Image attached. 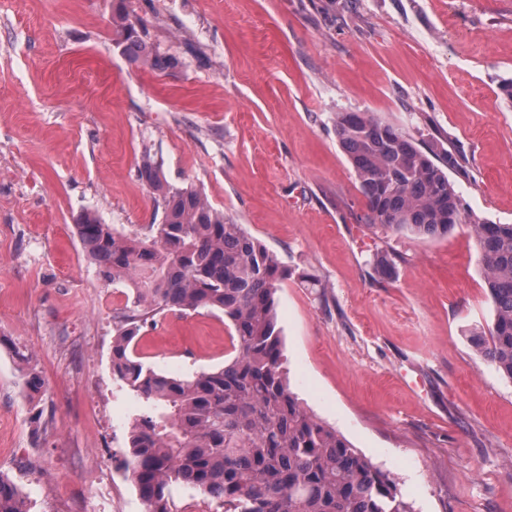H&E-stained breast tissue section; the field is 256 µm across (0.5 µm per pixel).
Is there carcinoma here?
Listing matches in <instances>:
<instances>
[{
	"label": "carcinoma",
	"mask_w": 512,
	"mask_h": 512,
	"mask_svg": "<svg viewBox=\"0 0 512 512\" xmlns=\"http://www.w3.org/2000/svg\"><path fill=\"white\" fill-rule=\"evenodd\" d=\"M112 26L131 61L162 72L179 66L119 5ZM336 138L359 182L367 223L422 238L471 226L494 316L470 329V340L512 380V224L465 212L445 172L456 158L423 150L372 113H336ZM138 177L162 208V222L148 225V234H125L88 211L76 227L102 274L133 289L115 316L112 377L144 407L129 420L127 468L145 512H178L177 488L224 512H415L387 472L290 390L276 313L286 272L277 256L199 190L170 185L148 152ZM370 265L389 277L395 263L380 250ZM200 310L230 322L224 366L172 376L136 355L139 331L159 315ZM0 512H29L1 474Z\"/></svg>",
	"instance_id": "cac0c4a2"
}]
</instances>
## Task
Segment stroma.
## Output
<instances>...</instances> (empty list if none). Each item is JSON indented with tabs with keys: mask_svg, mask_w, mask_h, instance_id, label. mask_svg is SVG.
I'll list each match as a JSON object with an SVG mask.
<instances>
[{
	"mask_svg": "<svg viewBox=\"0 0 512 512\" xmlns=\"http://www.w3.org/2000/svg\"><path fill=\"white\" fill-rule=\"evenodd\" d=\"M180 58L156 72L115 43L113 0H0V475L31 512H144L128 471L138 400L112 379L113 285L78 237L160 223L138 177L152 149L288 271L277 294L290 387L390 473L416 512H512V381L468 335L492 319L468 225L386 234L336 141L369 112L459 167L466 211L512 224V0H124ZM396 266L383 279L378 249ZM223 314L167 313L140 359L180 375L223 364ZM27 351L22 363L15 349ZM43 387L29 395L26 372Z\"/></svg>",
	"mask_w": 512,
	"mask_h": 512,
	"instance_id": "1",
	"label": "stroma"
}]
</instances>
